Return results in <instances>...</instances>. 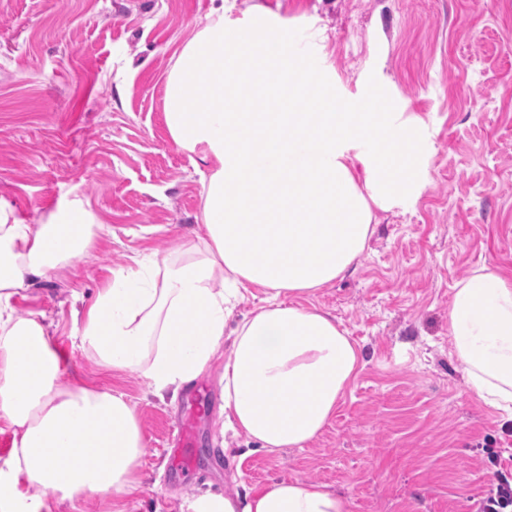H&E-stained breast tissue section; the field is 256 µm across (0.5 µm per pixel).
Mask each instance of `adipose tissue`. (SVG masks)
Masks as SVG:
<instances>
[{
  "instance_id": "obj_1",
  "label": "adipose tissue",
  "mask_w": 512,
  "mask_h": 512,
  "mask_svg": "<svg viewBox=\"0 0 512 512\" xmlns=\"http://www.w3.org/2000/svg\"><path fill=\"white\" fill-rule=\"evenodd\" d=\"M217 18L180 50L164 117L174 143L200 151L205 233L175 239L170 258L117 273L88 309L80 344L99 367L134 372L155 395L177 390L223 358L222 432L268 452L302 448L329 424L364 367L335 317L308 299L347 272L375 230L376 212L419 196L432 143L420 117L385 96L336 104V80L267 9ZM252 111H240L242 101ZM67 215L30 224L0 199V418L13 432L0 460V512H51L50 495L105 494L126 512L147 454L126 395L66 374L37 313L15 297L87 254V226ZM263 306L228 328L244 291ZM448 335L476 400L512 420V275L483 265L456 283ZM186 512H348L346 499L283 479L229 495L204 492Z\"/></svg>"
}]
</instances>
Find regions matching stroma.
<instances>
[{
  "instance_id": "1",
  "label": "stroma",
  "mask_w": 512,
  "mask_h": 512,
  "mask_svg": "<svg viewBox=\"0 0 512 512\" xmlns=\"http://www.w3.org/2000/svg\"><path fill=\"white\" fill-rule=\"evenodd\" d=\"M219 4L0 0V198L31 224L78 203L105 227L87 257L31 280L17 311L44 315L70 374L134 403L148 454L128 512L283 478L345 496L349 512H472L484 438L512 449V434L466 386L448 303L481 265L512 274V0H236L232 18L261 6L289 37L321 33L337 103L367 75L433 143L426 190L378 213L353 271L313 298L365 359L321 435L273 453L221 435V388L204 376L199 474L184 481L166 450L186 390L154 395L80 347L88 307L131 256L160 264L171 237L203 232L204 165L173 142L163 102L177 51Z\"/></svg>"
}]
</instances>
